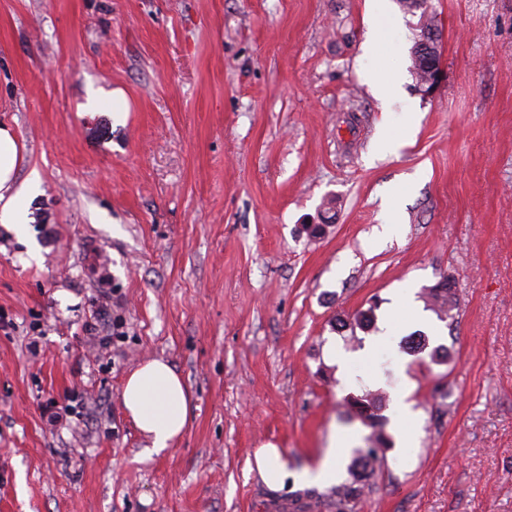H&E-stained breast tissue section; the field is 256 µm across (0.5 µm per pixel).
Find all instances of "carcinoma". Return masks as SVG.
Returning a JSON list of instances; mask_svg holds the SVG:
<instances>
[{"mask_svg": "<svg viewBox=\"0 0 512 512\" xmlns=\"http://www.w3.org/2000/svg\"><path fill=\"white\" fill-rule=\"evenodd\" d=\"M412 71L416 81L425 80L429 72L424 69L426 56L419 53L417 47L411 49ZM428 297L433 310L447 313L455 305L454 284L443 279L428 289ZM349 418H358L371 433L366 437L367 447L354 451L352 464L349 468L350 479L336 485L333 505L336 512H348L370 487L381 456L391 445L390 436L385 432V418L381 415V400L371 394L346 399Z\"/></svg>", "mask_w": 512, "mask_h": 512, "instance_id": "1", "label": "carcinoma"}]
</instances>
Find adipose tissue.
I'll return each mask as SVG.
<instances>
[{
	"label": "adipose tissue",
	"mask_w": 512,
	"mask_h": 512,
	"mask_svg": "<svg viewBox=\"0 0 512 512\" xmlns=\"http://www.w3.org/2000/svg\"><path fill=\"white\" fill-rule=\"evenodd\" d=\"M368 14L366 52L372 63L364 80L381 97L394 95L398 75L394 65L380 59L377 48L394 30L388 0H371ZM22 155L17 136L9 125H0V223L23 224L27 214L23 201L40 183L38 172L18 181ZM127 414L149 440L150 450L158 454L170 448L182 435L188 420L190 396L180 374L161 358L141 363L127 377L122 393Z\"/></svg>",
	"instance_id": "ef3b65f1"
}]
</instances>
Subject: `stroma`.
Listing matches in <instances>:
<instances>
[{
	"label": "stroma",
	"instance_id": "stroma-1",
	"mask_svg": "<svg viewBox=\"0 0 512 512\" xmlns=\"http://www.w3.org/2000/svg\"><path fill=\"white\" fill-rule=\"evenodd\" d=\"M389 6L386 105L362 78L368 0H0V122L19 178L42 176L25 235L0 224V512H280L308 489L330 512L332 486L295 475L332 441L364 447L341 405L367 392L393 445L353 512H512V0H429L428 96L420 15ZM114 89L128 111H107ZM405 103V146L376 152ZM393 202L403 230L377 241ZM444 278L445 321L426 302ZM375 298L392 334L373 378L344 380L332 353L371 336L337 320ZM100 319L121 331L106 350ZM418 334L448 361L407 354ZM154 358L190 394L157 455L122 403ZM75 397L84 415L46 426ZM268 443L278 484L254 464ZM420 26H419V34L417 35V38L415 40V43L411 49V60H412V71L415 76V79L417 83L421 80H425L429 76V72L424 69L423 64L426 62L427 55H420L419 51L417 50V40L421 39V33L423 31V27L431 28L435 30L436 39L432 41L431 45V53L434 54L437 57H440V32L434 23V17H427L426 22H424L422 25V18L424 17V13L421 12L420 15Z\"/></svg>",
	"mask_w": 512,
	"mask_h": 512
}]
</instances>
